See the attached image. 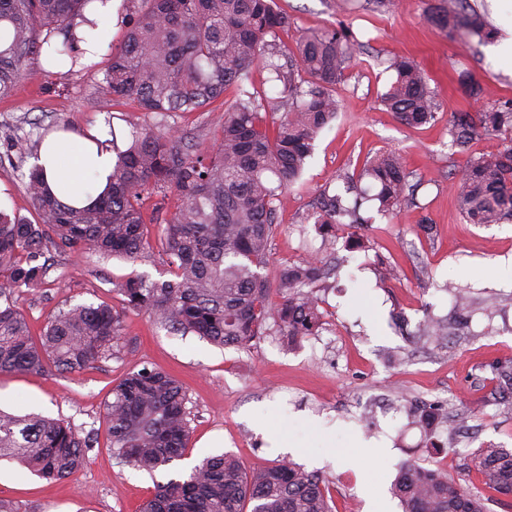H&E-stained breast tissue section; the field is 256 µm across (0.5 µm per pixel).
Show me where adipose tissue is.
<instances>
[{
	"mask_svg": "<svg viewBox=\"0 0 512 512\" xmlns=\"http://www.w3.org/2000/svg\"><path fill=\"white\" fill-rule=\"evenodd\" d=\"M121 4L122 0H93L83 19L78 20L76 33L86 64L97 63L111 46L122 22ZM106 137V127L99 124L80 133L58 131L45 139L37 164L59 200L82 208L104 191L116 161L112 151L97 146Z\"/></svg>",
	"mask_w": 512,
	"mask_h": 512,
	"instance_id": "ef3b65f1",
	"label": "adipose tissue"
}]
</instances>
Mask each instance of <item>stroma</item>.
<instances>
[{"label": "stroma", "mask_w": 512, "mask_h": 512, "mask_svg": "<svg viewBox=\"0 0 512 512\" xmlns=\"http://www.w3.org/2000/svg\"><path fill=\"white\" fill-rule=\"evenodd\" d=\"M432 0H397L390 12L367 0H278L293 24L280 42L295 48L300 37L328 26L349 27L362 48L337 89L339 111L319 135L300 180L282 200L266 268L309 257L337 264L316 294L327 322L319 335L291 346L274 323L243 349H220L194 335L169 333L134 313L124 318L116 355L89 368L60 374H0V408L69 420L94 431L97 444L73 477L56 481L0 461V498L19 512H138L155 482L183 476L209 455L231 453L246 468L292 461L328 479L334 512H400L390 491L397 467L414 459L426 468L441 460L432 439L452 444L450 474L483 494L490 512H512V499L465 474L464 452L494 443L512 448V401L490 383L492 362H512V222L478 227L460 216L452 175L468 156L503 150L512 139L479 134L469 155L455 153L448 137L453 112H483L512 99V71L497 62V41L512 29V13L496 0H471L497 35L481 44L449 37L431 23ZM406 58L428 76L440 109L435 122L410 127L380 102ZM110 54L75 76L44 68L40 57L11 97L0 99V208L30 218L17 167H30L38 136L59 127L76 131L113 114L118 135L150 122L135 103L112 100L103 88ZM475 72L490 93L466 96L461 71ZM383 150L401 153L414 179L417 203L382 216L375 203L362 207L364 224L354 239L316 232L312 215L323 194L342 193L336 173L359 172ZM433 227L432 234L421 225ZM396 275L383 279L382 264ZM159 278V263L139 266L112 258L70 255L47 283L19 294L32 332L48 314L69 304L118 305L113 283L131 269ZM464 291L468 317L454 308ZM444 321L447 334L427 341L416 335L426 318ZM145 364L170 373L185 387L192 433L184 456L155 475L117 465L110 451L103 404L120 378ZM433 412L434 433L424 432L412 404ZM391 413H384V406ZM307 420L316 444L286 452L281 443L295 420Z\"/></svg>", "instance_id": "35a3bbf8"}]
</instances>
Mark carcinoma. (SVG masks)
I'll return each mask as SVG.
<instances>
[{
	"label": "carcinoma",
	"instance_id": "1",
	"mask_svg": "<svg viewBox=\"0 0 512 512\" xmlns=\"http://www.w3.org/2000/svg\"><path fill=\"white\" fill-rule=\"evenodd\" d=\"M124 40L112 46L105 91L144 112L167 117L206 112L219 101L224 125L216 140L151 125L131 127V144L118 149L111 185L90 207L76 210L48 190L37 166L20 181L37 221L0 210V373L42 374L81 370L112 356L125 314L136 312L184 336L217 346H245L273 320L291 344L322 328L314 289L328 275L317 259L282 266L281 301L270 299L266 267L278 203L302 176L314 143L336 117V87L355 58L358 41L344 27L308 32L293 50L270 43L293 24L276 0H126ZM91 0H0V98L23 77L27 60L44 46L69 60L67 74L88 69L77 50L75 20ZM428 19L448 33L478 42L494 36L471 0H439ZM288 58V64L280 59ZM262 64L275 94L250 91ZM382 95L401 122L437 119L438 106L424 73L406 59ZM469 95L485 89L469 71L460 76ZM481 132L512 134V100L487 112L448 115L451 147L464 153ZM402 158L381 151L358 174L337 175L353 205L323 195L313 214L321 228L366 223L362 205L380 213L416 204V186ZM460 214L470 224L512 221V147L469 159L454 173ZM175 189L181 206L167 212ZM98 253L126 262L161 260L169 278L136 270L115 283L121 307L68 305L51 313L39 336L15 295L46 283V254ZM188 397L170 374L143 367L112 387L104 404L112 457L153 473L181 458L191 427ZM96 439L63 420L0 410V460H14L45 479L72 476ZM467 471L512 496V449L493 443L467 453ZM394 492L402 512H486L480 495L455 477L413 460L399 466ZM140 512H333L320 475L290 464L246 469L231 454L205 457L183 478L155 486Z\"/></svg>",
	"mask_w": 512,
	"mask_h": 512
}]
</instances>
